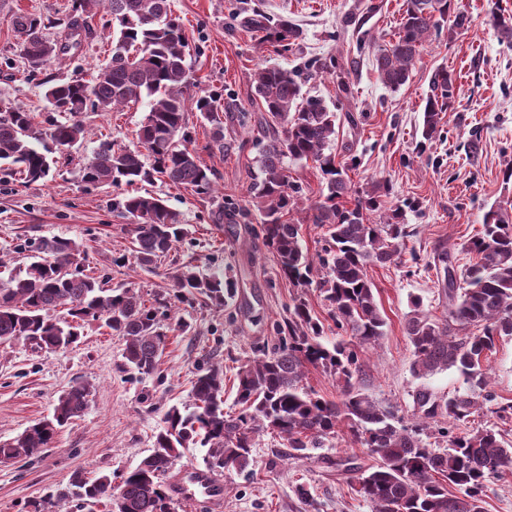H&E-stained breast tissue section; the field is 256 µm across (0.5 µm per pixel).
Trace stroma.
I'll list each match as a JSON object with an SVG mask.
<instances>
[{
    "label": "stroma",
    "instance_id": "35a3bbf8",
    "mask_svg": "<svg viewBox=\"0 0 512 512\" xmlns=\"http://www.w3.org/2000/svg\"><path fill=\"white\" fill-rule=\"evenodd\" d=\"M73 5L74 0H5L0 6L1 106L35 112L45 125L59 120L44 100L46 76L86 78L108 61L107 17L100 13L78 56L50 64L43 73H25L11 12L51 19L47 34L53 38ZM459 5L470 19L467 29L455 39L426 43L409 84L393 91L379 81L374 56L397 32L404 0H171L190 48L191 95L222 97L224 149H210L207 125L189 110L192 146L216 173L213 189L197 194L158 176L133 188L166 200L189 231L153 271L132 265V226L115 207L130 188L89 189L79 176L101 137L139 148L136 132L148 113L146 103L85 112L86 141L61 155L45 180L27 183L0 170V252L9 255L1 278L21 264L14 252L18 244L53 236L83 241L85 273L159 301L168 336L159 372L147 377L126 369L124 337L99 319L86 318L78 341L66 349L0 343V441L49 416L72 385L83 382L93 391L86 412L60 430L50 448L26 464H0V512H32L35 501L77 471L120 474L137 466L150 453L166 409L187 401L198 370L223 366L224 406L232 408L237 366L276 342L277 326L297 290L265 245L261 214L248 197L258 149L269 131L254 101L253 74L264 66L307 70L304 92L322 97L338 115L337 160L356 162L349 173L352 189L383 185L381 217L395 210L403 214L409 231L405 250L394 263L368 270L387 327L380 345L363 358V384L378 402L411 419L418 384L410 373L412 349L404 329L411 299L420 297L425 312L442 318L448 300L443 275L429 266L434 254L448 251L457 268H465L470 256L461 245L480 230L484 213L494 206L512 215V180L505 177L512 166V43L502 41L488 22L495 8L512 14V0ZM255 11L288 19L300 28L301 39L286 48L262 43L240 22ZM440 67L457 77L452 109L425 143V98L430 76ZM474 139L479 147L473 152ZM182 264L223 272V305L178 300L172 274ZM363 453L350 441L333 439L320 455L292 458L279 440L260 436L252 474L222 475L223 512H369L362 499L348 494L349 475L337 470L340 457ZM300 483L307 485L308 498L297 494Z\"/></svg>",
    "mask_w": 512,
    "mask_h": 512
}]
</instances>
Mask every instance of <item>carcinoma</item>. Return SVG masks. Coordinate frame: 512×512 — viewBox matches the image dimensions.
Here are the masks:
<instances>
[{
    "mask_svg": "<svg viewBox=\"0 0 512 512\" xmlns=\"http://www.w3.org/2000/svg\"><path fill=\"white\" fill-rule=\"evenodd\" d=\"M80 13L65 24V35L46 36L50 22L15 11L11 30L21 41L31 72H40L81 51L91 38L89 18L106 9L112 54L91 78L43 82L50 109L66 121L42 127L31 112L0 109V164L14 167L27 183L48 177L50 154L79 146L87 137L81 120L92 110L109 112L131 102L148 100L149 111L137 130L143 150H131L104 139L81 168L86 185H134L157 174L175 186L197 191L213 188L212 169L202 165L187 131L191 84L186 64L188 42L172 15L170 0H79ZM244 25L266 39L297 40L302 32L286 19L262 12L244 17ZM468 25L456 0H406L394 38L375 55L380 82L391 90L405 86L425 42L443 31L453 36ZM255 101L271 119L272 134L261 144L259 174L249 193L262 214L261 232L277 255L280 272L295 287L317 284L336 328L344 335L327 345L322 326L306 301L288 307V335L262 355L237 367L234 411L224 410V369L210 366L196 376L189 401L170 406L154 435L151 453L119 482L112 475L73 474L69 484L50 492L34 512H55L74 504L77 512H93L102 502L111 512H173L174 498L166 475L185 448H204V463L212 472L243 473L253 465L255 439L270 434L286 442L288 455L317 451L346 431L352 444L374 460L361 466L356 457L343 460L357 473L359 496L370 512H485L490 478L512 468V441L495 426L468 429L470 418L488 410L512 414L491 385L490 356L496 342L512 336V223L500 209L489 210L482 229L462 244L476 262L456 273L451 256L442 251L434 267L444 271L448 314L435 320L411 300L405 332L412 347V376L420 384L412 393L415 421L404 425L391 408L359 385L363 355L381 343L386 319L367 270L395 261L408 237L394 213L384 222L372 215L382 207L378 189L348 201L349 171L355 163L336 160V112L319 97H305L294 69L260 67L254 72ZM455 77L442 67L432 76L425 101L422 138L435 137L454 92ZM211 126V147L224 152V116L213 95L194 101ZM310 160L319 169L327 194L310 207L311 223L326 229V245L313 262L301 245V223L288 218L297 207L300 188L290 180L288 161ZM118 206L133 224L134 259L153 270L168 258L187 231L179 214L159 197L129 194ZM86 250L82 242L63 237L41 240L26 256L23 268L0 279V342L22 339L40 350H60L75 343L87 317L102 318L125 337V366L140 376L158 368L167 335L158 308L149 307L133 288L106 289L83 274ZM320 281H314V270ZM178 297H201L224 303L223 274L209 275L194 266L174 273ZM66 311L57 318L50 312ZM320 366L341 384V398L327 400L304 383L307 366ZM455 371L462 387L444 398L427 379ZM92 389L77 383L62 394L53 414L9 441L0 442V459L30 460L48 446L55 434L84 414ZM446 446L435 450L423 439L433 423Z\"/></svg>",
    "mask_w": 512,
    "mask_h": 512,
    "instance_id": "obj_1",
    "label": "carcinoma"
}]
</instances>
